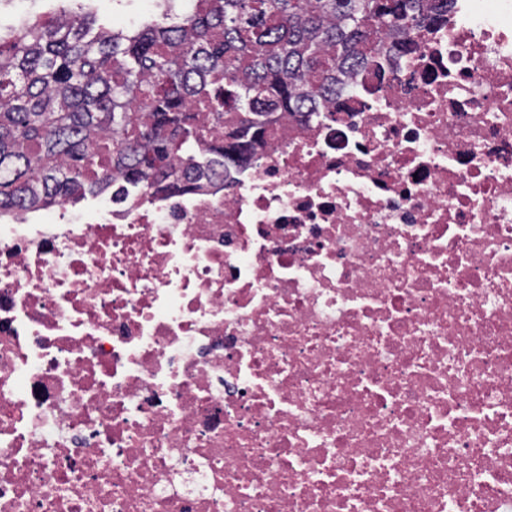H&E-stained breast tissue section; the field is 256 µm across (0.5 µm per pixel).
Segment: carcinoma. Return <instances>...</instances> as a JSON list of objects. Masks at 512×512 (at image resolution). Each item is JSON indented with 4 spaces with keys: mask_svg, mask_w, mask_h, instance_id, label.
<instances>
[{
    "mask_svg": "<svg viewBox=\"0 0 512 512\" xmlns=\"http://www.w3.org/2000/svg\"><path fill=\"white\" fill-rule=\"evenodd\" d=\"M76 2L74 20L0 34L2 212L102 192L105 154L141 201L220 175L280 114H313L348 70L419 43L450 0H175L117 31Z\"/></svg>",
    "mask_w": 512,
    "mask_h": 512,
    "instance_id": "1",
    "label": "carcinoma"
}]
</instances>
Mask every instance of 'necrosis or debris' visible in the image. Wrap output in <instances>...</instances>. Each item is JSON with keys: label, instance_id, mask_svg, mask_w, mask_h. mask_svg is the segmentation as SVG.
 Wrapping results in <instances>:
<instances>
[{"label": "necrosis or debris", "instance_id": "4bbe7bcc", "mask_svg": "<svg viewBox=\"0 0 512 512\" xmlns=\"http://www.w3.org/2000/svg\"><path fill=\"white\" fill-rule=\"evenodd\" d=\"M255 160L0 214V512H512V0Z\"/></svg>", "mask_w": 512, "mask_h": 512}]
</instances>
